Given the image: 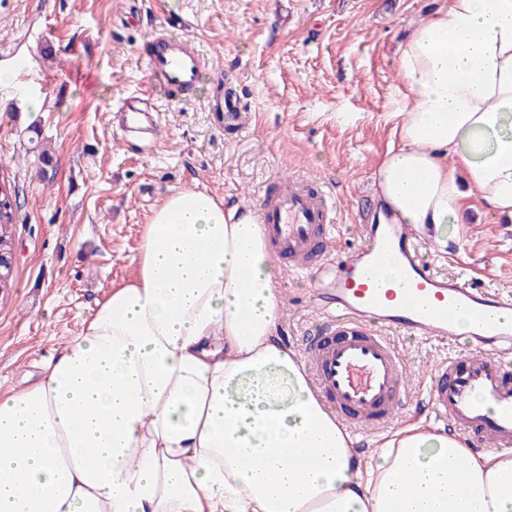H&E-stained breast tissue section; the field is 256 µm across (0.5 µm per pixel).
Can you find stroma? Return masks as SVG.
Masks as SVG:
<instances>
[{
    "mask_svg": "<svg viewBox=\"0 0 512 512\" xmlns=\"http://www.w3.org/2000/svg\"><path fill=\"white\" fill-rule=\"evenodd\" d=\"M439 0H0V181L18 192L12 288L0 299V389L36 381L77 336L97 301L130 272L151 209L188 187L256 207L274 178L319 177L338 208L333 247L357 242L376 203L374 172L397 145L402 92L396 50ZM186 17L180 36L209 61L208 85L184 104L154 100L151 141L129 137L108 108L146 86L139 44ZM253 113L240 133L219 129L204 103L218 74ZM44 101L29 112L28 94ZM39 133L50 155L29 149ZM461 249L423 248L439 273L512 292V221L473 205L450 227ZM279 334L300 348L321 312L308 279L282 273ZM408 404L391 424L359 431L365 453L403 421L447 423L426 391L454 348L396 337Z\"/></svg>",
    "mask_w": 512,
    "mask_h": 512,
    "instance_id": "1",
    "label": "stroma"
}]
</instances>
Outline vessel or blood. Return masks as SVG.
Masks as SVG:
<instances>
[{
	"mask_svg": "<svg viewBox=\"0 0 512 512\" xmlns=\"http://www.w3.org/2000/svg\"><path fill=\"white\" fill-rule=\"evenodd\" d=\"M148 74L172 102L190 100L206 63L187 40L154 32L144 40ZM150 92L125 99L116 110L119 125L148 136L156 127ZM217 125L245 126L235 92L216 88L207 101ZM337 208L330 194L311 180L278 182L256 208L272 251L316 269L312 296L322 311L319 330L304 338L305 363L324 405L347 426L392 421L406 406L405 365L393 336H418L462 352L437 368L427 399L454 430L479 446L512 449V368L493 355L512 354V324L488 320L492 307L511 308L512 294L490 291L463 278L436 272L424 258L425 239L413 225L396 220L366 225L352 252H326ZM466 313L469 329H456Z\"/></svg>",
	"mask_w": 512,
	"mask_h": 512,
	"instance_id": "vessel-or-blood-1",
	"label": "vessel or blood"
}]
</instances>
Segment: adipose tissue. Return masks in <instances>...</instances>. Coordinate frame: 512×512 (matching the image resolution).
<instances>
[{"mask_svg": "<svg viewBox=\"0 0 512 512\" xmlns=\"http://www.w3.org/2000/svg\"><path fill=\"white\" fill-rule=\"evenodd\" d=\"M397 69L382 209L443 251L469 198L512 218V0H443ZM132 264L40 382L0 392V512H512V450L420 420L357 453L277 333L250 208L174 190Z\"/></svg>", "mask_w": 512, "mask_h": 512, "instance_id": "adipose-tissue-1", "label": "adipose tissue"}]
</instances>
